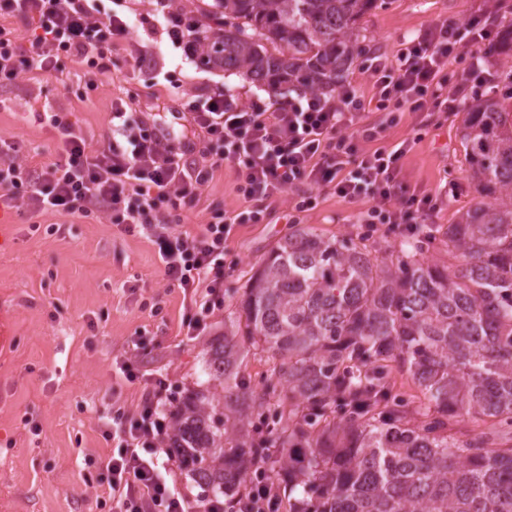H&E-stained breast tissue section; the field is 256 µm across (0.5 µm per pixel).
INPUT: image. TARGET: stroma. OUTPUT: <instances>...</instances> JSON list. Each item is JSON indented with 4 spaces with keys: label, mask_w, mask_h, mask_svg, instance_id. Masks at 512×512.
<instances>
[{
    "label": "stroma",
    "mask_w": 512,
    "mask_h": 512,
    "mask_svg": "<svg viewBox=\"0 0 512 512\" xmlns=\"http://www.w3.org/2000/svg\"><path fill=\"white\" fill-rule=\"evenodd\" d=\"M130 40L113 55L112 70L87 85L84 69L63 60L61 73L21 74L0 86V139L17 144L16 162L41 166L58 157L57 134L44 112L65 113L93 146L112 130V101L126 98L132 111L156 120L172 138L191 139L177 114L200 84L218 87L247 103L278 100L275 90L239 72L204 69L154 31L152 0H132ZM496 13L498 27L512 23V0H380L359 24L360 53L343 81L363 99L374 93L368 57H394L404 38L438 19L458 23ZM153 65L137 66V48ZM462 110L406 112L387 128L379 144L413 145L402 175L413 188L440 195L436 224L456 223L476 202L461 143ZM231 170L216 173L199 202L182 212L183 230L202 229L208 209H244ZM293 194L267 203L260 224L242 225L228 247L236 265L224 277V307L212 314L204 335L190 338L181 327L191 305L182 289L168 285L155 246L146 233H126L110 216L31 217L12 208L14 239L0 251V305L13 313L15 348L0 362V512H112L105 462L106 439L119 412L131 411L142 392L118 364L127 359L163 375L171 402H178L199 377L209 336L222 333L237 291L290 230L286 213L331 239L364 236L356 216L364 203L350 204L328 192L314 208L293 212Z\"/></svg>",
    "instance_id": "1"
}]
</instances>
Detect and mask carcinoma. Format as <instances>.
<instances>
[{
  "instance_id": "carcinoma-1",
  "label": "carcinoma",
  "mask_w": 512,
  "mask_h": 512,
  "mask_svg": "<svg viewBox=\"0 0 512 512\" xmlns=\"http://www.w3.org/2000/svg\"><path fill=\"white\" fill-rule=\"evenodd\" d=\"M200 2L224 20L201 63L322 94L378 0ZM496 78L464 112L483 200L457 223L381 258L296 224L249 279L233 331L207 342L202 379L169 413L168 447L204 498L236 496L259 463L288 512H512V69ZM251 354L269 364L257 384ZM394 367L425 403L395 393ZM465 416L494 424L460 441Z\"/></svg>"
}]
</instances>
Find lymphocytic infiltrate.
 I'll return each instance as SVG.
<instances>
[{
	"mask_svg": "<svg viewBox=\"0 0 512 512\" xmlns=\"http://www.w3.org/2000/svg\"><path fill=\"white\" fill-rule=\"evenodd\" d=\"M156 23L166 28L187 55H196L197 27L172 0H155ZM17 17L31 26L28 47L13 30L0 26V83L34 70L55 72L60 57L85 65L90 79L110 71L112 55L130 35L127 16L101 12L99 0H0V18ZM488 19L464 24L439 20L403 41L395 60L369 59L378 111H451L465 101L467 80L446 90L443 71L450 60L489 40ZM365 102L349 86L335 97L305 94L276 108L248 104L209 86L198 87L184 105L189 126L207 139L197 162H187L191 143L160 136L144 116L131 112L124 98L112 102V140L100 148L79 134L66 116L46 113L61 143L59 160L41 168L17 163L0 150V197L33 215L86 217L107 212L125 232L149 231L169 284L189 294L195 313L182 323L187 335H200L206 318L224 303V258L239 226L258 224V209L230 213L210 210L202 230L181 229L182 208L193 207L215 171L229 167L243 198L263 200L302 184L315 203L316 192H330L354 204L369 201L358 223L389 225L404 234L426 223L439 205L437 195L404 186L400 161L410 141L394 149L378 146L382 125L364 120ZM120 370L129 381L144 380L135 410L112 427V455L106 464L113 512H196L188 494L166 479L173 456L164 442L166 383L142 378L132 361Z\"/></svg>",
	"mask_w": 512,
	"mask_h": 512,
	"instance_id": "obj_1",
	"label": "lymphocytic infiltrate"
}]
</instances>
